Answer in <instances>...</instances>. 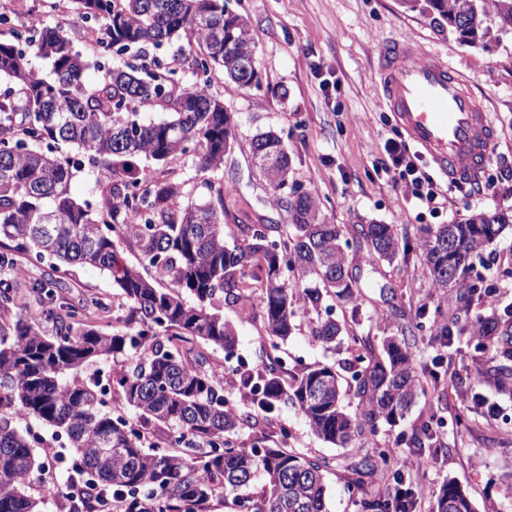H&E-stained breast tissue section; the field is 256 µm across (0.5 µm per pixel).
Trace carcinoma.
<instances>
[{"mask_svg":"<svg viewBox=\"0 0 512 512\" xmlns=\"http://www.w3.org/2000/svg\"><path fill=\"white\" fill-rule=\"evenodd\" d=\"M404 2L445 18L448 32L470 46L485 49L512 35V0ZM72 9L83 23L79 34L88 22L103 28L92 62L75 49L76 38L40 24L0 41V77L9 81L0 92V512H44L49 500L29 492L47 461L36 451L41 439L18 428L21 416L68 445L62 467L72 491L68 512L86 507L79 491L88 485L99 490L90 512H207L217 498L232 499L233 512H327L325 460L288 447L284 426L272 446L244 448L238 432L267 425L290 406L320 440L352 448L378 424L404 418L418 393L437 383L439 370L455 365L456 338L473 345L474 380L512 395V309L469 320L471 305L491 292L476 257L512 224V214L474 213L424 228L432 283L463 290L464 316L429 324L422 307L377 351L369 337L347 328L362 313L349 251L391 264L407 258L410 243L393 224H359L347 238L339 225L320 222L314 194L290 177L291 160L276 131L258 126L252 143L279 161L274 170L258 171L288 219L239 224L231 246L224 239L223 183L209 184L214 196L182 205L180 183L141 177V158L165 165L192 152L200 171L223 165L239 124L211 94V79L222 71L239 85H259L257 70L240 67L256 54L248 20L225 12L224 0H72ZM165 44L177 45L174 67L149 57ZM131 49L140 64L114 71L103 63L110 53ZM28 51L51 62L53 78L28 66ZM91 65L104 71L95 85L84 80ZM179 66L195 77L192 85L179 83ZM143 106L160 108L164 117H142ZM60 142L101 174L99 206L73 196L82 165L57 155ZM120 244L137 253L138 263L127 261ZM45 260L55 261L56 272L81 264L107 273L132 304L129 321L137 331L103 330L97 320L109 305L95 297L62 302V281L51 276L25 283L41 310V317H27L13 272L24 261ZM336 297L351 304L350 320L336 316ZM255 301L264 359L232 368L233 386L246 400L238 407L209 355L220 350L226 361L236 357V331L224 308L245 313ZM305 315L315 341L328 349L347 342V387L333 364L288 368L282 344ZM430 329L442 348L422 376L411 340ZM191 341L200 348L186 347ZM489 350L499 365L484 369ZM120 356L112 370V401L122 407L116 412L87 370ZM346 395L357 400L356 411L346 410ZM441 427L432 414L395 446H378L343 465L361 512H399L404 475L396 448H420ZM259 479L261 491H248ZM435 512H475V506L450 481Z\"/></svg>","mask_w":512,"mask_h":512,"instance_id":"cac0c4a2","label":"carcinoma"}]
</instances>
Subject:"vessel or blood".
Segmentation results:
<instances>
[{"instance_id": "1", "label": "vessel or blood", "mask_w": 512, "mask_h": 512, "mask_svg": "<svg viewBox=\"0 0 512 512\" xmlns=\"http://www.w3.org/2000/svg\"><path fill=\"white\" fill-rule=\"evenodd\" d=\"M379 83L406 139L450 180L478 175L496 131L489 110L465 78L424 45L378 43Z\"/></svg>"}]
</instances>
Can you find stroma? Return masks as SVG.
<instances>
[{"label":"stroma","instance_id":"obj_1","mask_svg":"<svg viewBox=\"0 0 512 512\" xmlns=\"http://www.w3.org/2000/svg\"><path fill=\"white\" fill-rule=\"evenodd\" d=\"M231 7L248 18L256 36L260 85L244 89L230 80L214 78L211 93L235 112L241 128L224 166L214 174L198 170L194 155L161 165L141 160L139 166L158 179L183 185L184 200L208 197L207 181L226 188V241L238 236V225L283 223L286 213L273 204L268 183L257 173L251 137L253 124L281 131L292 159L294 177L315 195L325 223L351 227L377 221L394 224L413 247L408 260L368 265L363 253H351L366 287L360 293L363 315L357 335L381 344L395 333L393 308L413 316L419 307L443 305L456 311L460 289L434 288L419 247L428 226L466 219L475 212H512V39L488 50L469 47L449 35L445 19L410 10L403 0H232ZM63 32H72L77 18L69 0H0V39L26 27L32 18ZM419 43L445 58L470 83L490 111L498 142L490 165L481 174L483 190L441 199L437 213L417 206L404 187L394 186L373 170V159L395 135L392 117L379 86L376 46L380 39ZM480 264L498 285L491 308L512 306V226L483 252ZM61 297L79 303L90 296L112 303L110 330L132 331L129 305L111 278L91 267L75 266L62 278ZM392 288L393 302L381 299L380 287ZM464 359L441 377L437 390L418 397L395 426H380L359 447L345 450L319 440L306 420L285 408L279 422L288 427L290 447L317 454L329 464L326 502L329 512H360L355 495L342 479L345 461L370 453L396 435L412 434L429 415L444 422L438 436L421 452L434 462L421 477L425 512L448 481H456L472 498L477 512H512V494L502 486L512 481V395L483 385L487 413L471 410L468 387L473 364L469 346L457 341Z\"/></svg>","mask_w":512,"mask_h":512}]
</instances>
